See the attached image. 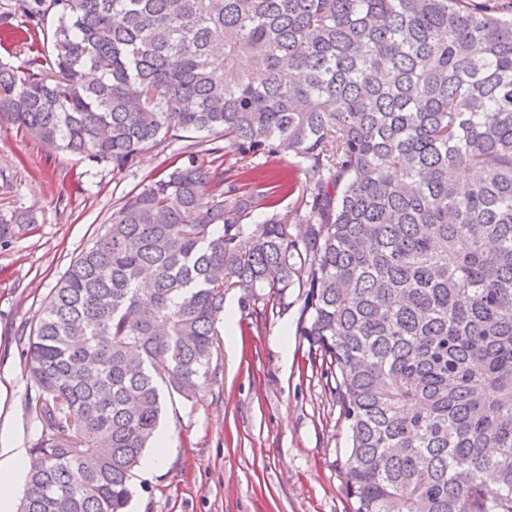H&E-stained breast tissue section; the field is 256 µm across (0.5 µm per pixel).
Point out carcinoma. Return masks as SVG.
Masks as SVG:
<instances>
[{
	"label": "carcinoma",
	"instance_id": "1",
	"mask_svg": "<svg viewBox=\"0 0 512 512\" xmlns=\"http://www.w3.org/2000/svg\"><path fill=\"white\" fill-rule=\"evenodd\" d=\"M21 7L25 33L3 39L28 56L0 66L1 122L118 172L201 143L51 288L28 336L42 429L18 512H126L164 396L208 383L224 290L296 287L355 512H512V0ZM205 145L233 166L204 168ZM260 155L304 171L297 209L278 212L287 182ZM32 223L0 214V246Z\"/></svg>",
	"mask_w": 512,
	"mask_h": 512
}]
</instances>
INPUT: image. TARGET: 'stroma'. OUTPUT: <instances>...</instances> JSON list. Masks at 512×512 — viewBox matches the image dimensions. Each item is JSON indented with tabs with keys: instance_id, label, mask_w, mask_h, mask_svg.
Segmentation results:
<instances>
[{
	"instance_id": "stroma-1",
	"label": "stroma",
	"mask_w": 512,
	"mask_h": 512,
	"mask_svg": "<svg viewBox=\"0 0 512 512\" xmlns=\"http://www.w3.org/2000/svg\"><path fill=\"white\" fill-rule=\"evenodd\" d=\"M179 140L147 150L133 171L87 167L0 122V212L32 211L35 224L0 248V467L29 450L41 425L28 335L55 282L91 245L123 196L181 158ZM304 298L254 301L230 289L238 340L214 352L207 385L166 399L159 430L167 460L135 472L128 512H353L346 492V423L307 339Z\"/></svg>"
}]
</instances>
